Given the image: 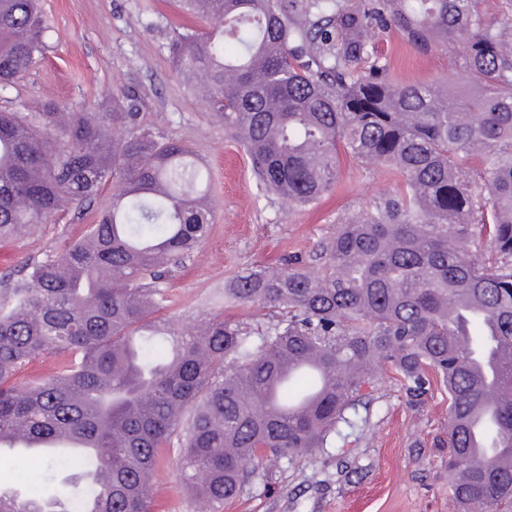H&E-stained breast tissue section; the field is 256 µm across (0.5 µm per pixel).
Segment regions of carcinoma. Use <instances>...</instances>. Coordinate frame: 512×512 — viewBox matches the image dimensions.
Masks as SVG:
<instances>
[{"mask_svg":"<svg viewBox=\"0 0 512 512\" xmlns=\"http://www.w3.org/2000/svg\"><path fill=\"white\" fill-rule=\"evenodd\" d=\"M181 4L202 26L173 30L174 71L240 140L265 191L315 203L336 187L342 152L400 181L309 259L224 289L267 322L187 327L151 314L159 283L213 223L198 155L135 112L0 111V240L112 186L88 233L0 300V440L22 429L89 445L25 454L67 491L0 489V512H150L171 455L194 504L222 512L259 469L346 440L381 365L412 397L430 370L448 387L454 512H512V353L495 379L511 397L494 403L484 454L469 453L467 428L483 393L469 363L492 336L512 344V16L492 22L479 0ZM389 26L418 52L459 46L462 89L392 82L375 43ZM46 38L39 0H0L1 86L24 78ZM475 236L487 256L455 246ZM48 355L58 373L17 381Z\"/></svg>","mask_w":512,"mask_h":512,"instance_id":"1","label":"carcinoma"}]
</instances>
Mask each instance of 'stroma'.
<instances>
[{
  "label": "stroma",
  "instance_id": "obj_1",
  "mask_svg": "<svg viewBox=\"0 0 512 512\" xmlns=\"http://www.w3.org/2000/svg\"><path fill=\"white\" fill-rule=\"evenodd\" d=\"M40 6L49 29L45 56L16 85L0 88V109L26 115L32 103L52 100L74 112H108L117 99L144 125L194 148L210 169L216 218L198 252L163 281L165 313L189 324L201 314L252 322L253 307L224 297L238 275L311 253L339 219L394 186L393 171L369 172L344 155L336 191L316 203L292 209L267 194L239 142L171 68L172 29L198 24L177 0H40ZM377 45L401 83L444 85L460 77L459 47L421 54L391 29L378 34ZM99 209L96 202L68 206L51 222L0 242V289L20 279L25 264L82 237ZM363 393L362 433L260 473L223 512H451L447 456L438 446L448 424L443 384L432 380L428 394L414 401L400 376L384 367ZM152 510L195 512L170 461L161 462L153 480Z\"/></svg>",
  "mask_w": 512,
  "mask_h": 512
}]
</instances>
